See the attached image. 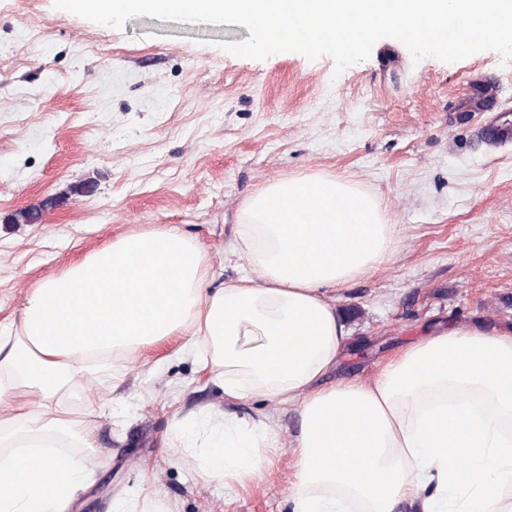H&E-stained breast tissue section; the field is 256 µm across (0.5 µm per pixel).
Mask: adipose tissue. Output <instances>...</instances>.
<instances>
[{"label": "adipose tissue", "instance_id": "ef3b65f1", "mask_svg": "<svg viewBox=\"0 0 512 512\" xmlns=\"http://www.w3.org/2000/svg\"><path fill=\"white\" fill-rule=\"evenodd\" d=\"M398 246L377 200L324 174L267 183L243 204L233 249L248 274L209 290L204 249L176 225L128 233L25 298L0 336V512H66L88 479L101 407L61 408L93 360L121 381L169 336L222 384L295 408L292 512H512V332L448 324L408 342L368 380L324 386L350 339L326 296ZM197 469L228 489L261 476L275 419L200 411L176 426Z\"/></svg>", "mask_w": 512, "mask_h": 512}]
</instances>
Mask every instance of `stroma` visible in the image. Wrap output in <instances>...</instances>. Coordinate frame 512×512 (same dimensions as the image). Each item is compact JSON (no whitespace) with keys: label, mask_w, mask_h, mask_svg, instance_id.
Masks as SVG:
<instances>
[{"label":"stroma","mask_w":512,"mask_h":512,"mask_svg":"<svg viewBox=\"0 0 512 512\" xmlns=\"http://www.w3.org/2000/svg\"><path fill=\"white\" fill-rule=\"evenodd\" d=\"M238 24L139 16L123 29L0 0V218L51 194L38 224L0 221V331L35 285L119 236L176 224L206 251L212 287L247 272L233 252L238 213L261 185L298 174L346 178L399 231L392 261L330 296L352 339L339 377L367 378L425 329L448 321L512 328V142L483 129L512 115V63L482 51L413 61L396 39L335 75L334 61L286 52L256 61L224 50ZM486 88L487 107L471 103ZM90 182L93 193L67 196ZM181 337L140 352L120 384L89 369L59 402L93 396L111 411L90 435L91 482L68 512H113L158 492L171 512H289L287 448L247 490L225 492L173 448L172 428L224 391Z\"/></svg>","instance_id":"35a3bbf8"}]
</instances>
